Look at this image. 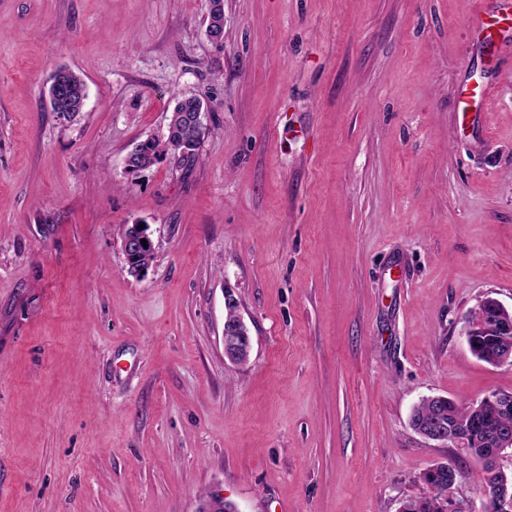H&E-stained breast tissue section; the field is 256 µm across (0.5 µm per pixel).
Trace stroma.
Returning <instances> with one entry per match:
<instances>
[{
    "label": "stroma",
    "mask_w": 512,
    "mask_h": 512,
    "mask_svg": "<svg viewBox=\"0 0 512 512\" xmlns=\"http://www.w3.org/2000/svg\"><path fill=\"white\" fill-rule=\"evenodd\" d=\"M495 15L483 29V8ZM0 0V512H398L479 462L410 427L512 392L462 333L512 306L503 0ZM87 86L52 112L57 69ZM493 86L486 116L463 97ZM199 157L128 170L178 99ZM155 244L131 275L120 228ZM252 336L224 356V289ZM420 481L427 486L429 492L431 485L438 486L442 485L447 489H443L441 498L445 501L444 512H475L473 502L469 499H460L450 493V489L455 484L457 479V470L452 464L437 463L426 470H424L420 476Z\"/></svg>",
    "instance_id": "obj_1"
}]
</instances>
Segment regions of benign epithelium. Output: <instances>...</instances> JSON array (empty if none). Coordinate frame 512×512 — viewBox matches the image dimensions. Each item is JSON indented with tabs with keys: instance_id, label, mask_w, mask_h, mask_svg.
I'll return each mask as SVG.
<instances>
[{
	"instance_id": "7a95c632",
	"label": "benign epithelium",
	"mask_w": 512,
	"mask_h": 512,
	"mask_svg": "<svg viewBox=\"0 0 512 512\" xmlns=\"http://www.w3.org/2000/svg\"><path fill=\"white\" fill-rule=\"evenodd\" d=\"M152 244L148 228L138 229L129 225V233L122 238L124 258L144 249L142 241ZM481 319L470 322L464 329L466 340L481 336L489 346L477 351L483 362L492 366H512V308H507L493 297H487L479 304ZM224 356L231 362L239 363L248 359L251 352V334L242 317L232 324L224 325ZM512 415V393H494L473 403L468 425L461 427L453 420L448 424H435L419 432V435L450 447L468 448L471 444L488 443L494 451L480 459L482 469L497 481L499 487L494 512H512V471L503 467L501 460L507 451H512V431L497 427L495 416ZM441 498L445 501V512H475L473 502L460 499L445 489ZM224 496L218 492L199 501L195 512H224Z\"/></svg>"
}]
</instances>
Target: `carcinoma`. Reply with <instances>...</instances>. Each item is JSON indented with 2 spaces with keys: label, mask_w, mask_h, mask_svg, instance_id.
Listing matches in <instances>:
<instances>
[{
  "label": "carcinoma",
  "mask_w": 512,
  "mask_h": 512,
  "mask_svg": "<svg viewBox=\"0 0 512 512\" xmlns=\"http://www.w3.org/2000/svg\"><path fill=\"white\" fill-rule=\"evenodd\" d=\"M86 92V84L83 79L68 68L58 69L52 77L49 87V102L51 110L58 115L67 114L73 118L82 110V99ZM195 112L194 101L180 99L176 103L172 115L167 139L159 143L153 139L139 142L143 157L158 159L162 155L169 154L178 165L189 166L198 157L197 149L200 143V135L193 119ZM438 420L448 421V415L435 402L422 400L413 410L410 418V426L424 427ZM420 481L426 486H448V464L437 463L426 470L420 476ZM404 512H442V500L439 493L428 496L409 498L403 503Z\"/></svg>",
  "instance_id": "carcinoma-1"
}]
</instances>
